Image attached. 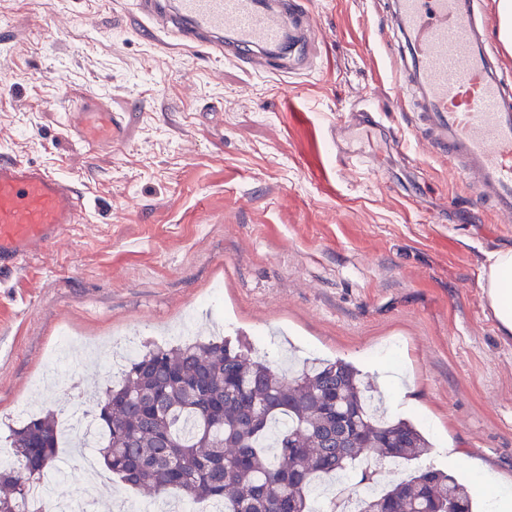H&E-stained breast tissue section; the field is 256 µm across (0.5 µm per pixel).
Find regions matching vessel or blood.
<instances>
[{
    "mask_svg": "<svg viewBox=\"0 0 512 512\" xmlns=\"http://www.w3.org/2000/svg\"><path fill=\"white\" fill-rule=\"evenodd\" d=\"M143 35L221 58L278 55L310 12L298 0H134ZM402 83L420 109L422 146L447 161L498 216L512 217V84L483 36L482 0H394ZM64 125L85 147L121 138L124 113L104 98L63 104ZM86 188L49 168L0 157V272L19 268L86 223Z\"/></svg>",
    "mask_w": 512,
    "mask_h": 512,
    "instance_id": "vessel-or-blood-1",
    "label": "vessel or blood"
}]
</instances>
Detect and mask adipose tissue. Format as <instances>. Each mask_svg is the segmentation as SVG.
I'll list each match as a JSON object with an SVG mask.
<instances>
[{
  "label": "adipose tissue",
  "mask_w": 512,
  "mask_h": 512,
  "mask_svg": "<svg viewBox=\"0 0 512 512\" xmlns=\"http://www.w3.org/2000/svg\"><path fill=\"white\" fill-rule=\"evenodd\" d=\"M480 286L501 335H512V247L492 250L482 270Z\"/></svg>",
  "instance_id": "obj_1"
}]
</instances>
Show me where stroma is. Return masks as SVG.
<instances>
[{"instance_id": "1", "label": "stroma", "mask_w": 512, "mask_h": 512, "mask_svg": "<svg viewBox=\"0 0 512 512\" xmlns=\"http://www.w3.org/2000/svg\"><path fill=\"white\" fill-rule=\"evenodd\" d=\"M322 41L303 73L145 41L129 0H0V152L87 187L90 223L0 273V449L19 408L60 410L71 381L110 386L108 342L239 334L268 354L400 363L390 413L434 445L420 466L512 484V337L479 284L512 223L419 147L400 108L389 0H308ZM125 25L116 28V17ZM67 25H59V18ZM104 96L122 144L93 152L58 103ZM367 104L365 166L329 128Z\"/></svg>"}]
</instances>
